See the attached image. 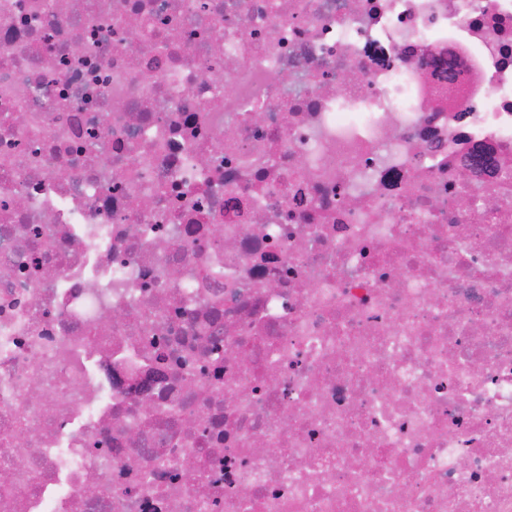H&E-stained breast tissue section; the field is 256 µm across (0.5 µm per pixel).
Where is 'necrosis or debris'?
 I'll return each instance as SVG.
<instances>
[{"instance_id": "4bbe7bcc", "label": "necrosis or debris", "mask_w": 512, "mask_h": 512, "mask_svg": "<svg viewBox=\"0 0 512 512\" xmlns=\"http://www.w3.org/2000/svg\"><path fill=\"white\" fill-rule=\"evenodd\" d=\"M0 512H512V0H0Z\"/></svg>"}]
</instances>
